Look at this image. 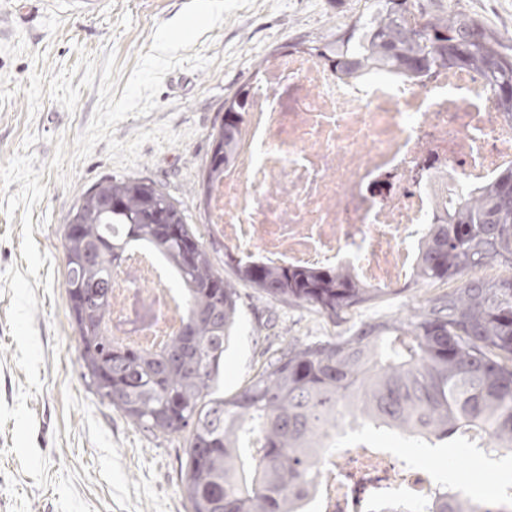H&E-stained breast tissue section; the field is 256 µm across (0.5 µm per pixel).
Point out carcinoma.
I'll use <instances>...</instances> for the list:
<instances>
[{
    "mask_svg": "<svg viewBox=\"0 0 512 512\" xmlns=\"http://www.w3.org/2000/svg\"><path fill=\"white\" fill-rule=\"evenodd\" d=\"M304 52L336 73L385 77L463 66L479 71L491 104L512 115V44L464 10L431 15L422 0H364L352 22ZM252 88L224 105L204 169L205 196L235 159ZM65 291L83 375L103 402L156 437L181 435L190 512H299L317 476L318 453L343 418L436 447L463 430L485 432L512 452V169L485 191L461 190L448 219L430 224L419 281L454 282L410 317L361 326L350 336L289 343L233 397L209 389L224 364L238 294L214 269L184 211L139 179L92 185L64 232ZM144 243L178 273L187 303L181 328L155 352L112 341V271ZM241 280L274 298L337 315L393 289L365 288L334 267H272L236 261ZM465 496L435 493L427 512H479Z\"/></svg>",
    "mask_w": 512,
    "mask_h": 512,
    "instance_id": "carcinoma-1",
    "label": "carcinoma"
}]
</instances>
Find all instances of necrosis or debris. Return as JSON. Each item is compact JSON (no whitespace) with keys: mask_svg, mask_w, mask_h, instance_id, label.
I'll return each instance as SVG.
<instances>
[{"mask_svg":"<svg viewBox=\"0 0 512 512\" xmlns=\"http://www.w3.org/2000/svg\"><path fill=\"white\" fill-rule=\"evenodd\" d=\"M484 77L438 68L382 81L336 75L316 58L269 57L234 161L209 204L212 234L268 266H349L371 288L415 278L428 224L459 186L480 192L512 167V117L489 105ZM175 271L132 245L112 272V339L146 350L179 328ZM305 512H373L393 500L424 512L430 476L373 448L327 450Z\"/></svg>","mask_w":512,"mask_h":512,"instance_id":"1","label":"necrosis or debris"}]
</instances>
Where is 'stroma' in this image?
Returning <instances> with one entry per match:
<instances>
[{
	"instance_id": "1",
	"label": "stroma",
	"mask_w": 512,
	"mask_h": 512,
	"mask_svg": "<svg viewBox=\"0 0 512 512\" xmlns=\"http://www.w3.org/2000/svg\"><path fill=\"white\" fill-rule=\"evenodd\" d=\"M461 5L512 36V0ZM363 0H0V512H188L182 437L143 434L100 401L80 367L65 292L69 212L98 181L138 178L178 200L213 265L238 291L224 366L231 397L288 341L327 340L418 311L444 284L410 283L331 317L237 280L208 231L202 175L224 101L259 64L335 32ZM394 452L481 495L512 477L457 445L428 448L383 429Z\"/></svg>"
}]
</instances>
